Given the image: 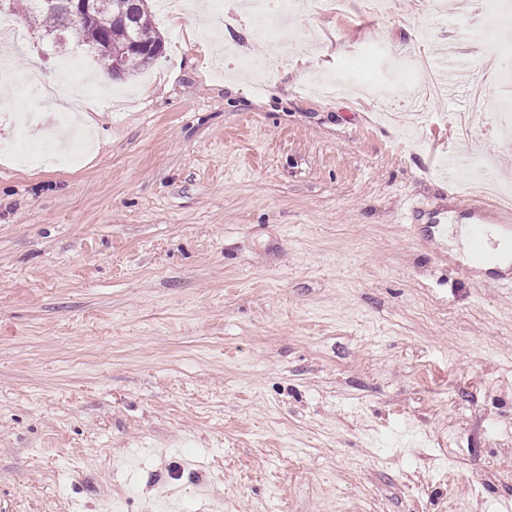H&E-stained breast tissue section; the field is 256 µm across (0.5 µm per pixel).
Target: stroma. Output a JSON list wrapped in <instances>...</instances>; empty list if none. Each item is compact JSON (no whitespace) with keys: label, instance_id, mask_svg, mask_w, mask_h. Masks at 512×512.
Masks as SVG:
<instances>
[{"label":"stroma","instance_id":"35a3bbf8","mask_svg":"<svg viewBox=\"0 0 512 512\" xmlns=\"http://www.w3.org/2000/svg\"><path fill=\"white\" fill-rule=\"evenodd\" d=\"M241 2L157 24L151 82L88 55L76 137L0 80V512H512V284L427 233L512 187V25L298 0L273 49Z\"/></svg>","mask_w":512,"mask_h":512}]
</instances>
